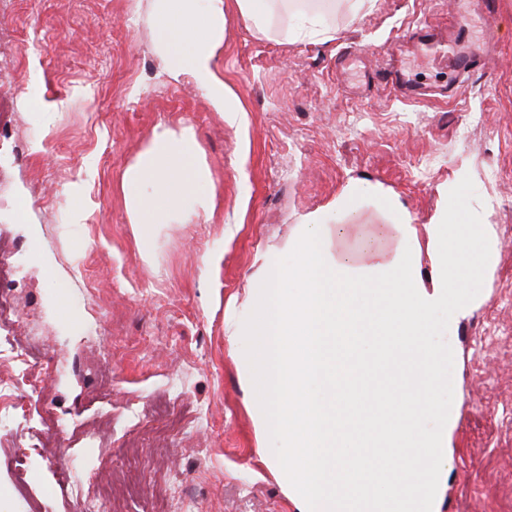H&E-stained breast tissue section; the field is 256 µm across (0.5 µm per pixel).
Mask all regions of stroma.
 <instances>
[{
    "mask_svg": "<svg viewBox=\"0 0 512 512\" xmlns=\"http://www.w3.org/2000/svg\"><path fill=\"white\" fill-rule=\"evenodd\" d=\"M447 16L448 0H369L358 14H337L332 39L290 43L229 15L218 69L248 115L240 133L190 77L162 71L149 0H17L0 15L1 30L40 39L15 74H0V196L11 201L0 208V237L20 268L0 345L28 341L31 369L54 364L42 392H28L11 367H0V380L65 418L0 426V512L32 503L81 512L90 499L98 512H171L184 488L180 512H297L256 452L252 390L238 369L255 346L229 342L224 319H250L249 278L269 255L288 260L295 224L352 182L379 185L409 211L418 272L430 279L422 229L462 181L491 205L498 255L478 287L484 302L448 339L455 375L439 398L458 417L434 512H512V0H500L501 48L478 23L460 41L485 63L459 95L442 98L453 76L430 46L405 53L427 92L419 99L382 82L348 89L334 67L353 46L368 69L387 68L398 37ZM43 110L52 124L41 123ZM159 126L193 127L220 194L212 223L163 227L148 263L120 179ZM23 198L31 208L22 223ZM212 255L221 258L213 273ZM59 288L74 311L67 321ZM22 448L31 465L23 488L13 478ZM62 469L70 481H57Z\"/></svg>",
    "mask_w": 512,
    "mask_h": 512,
    "instance_id": "1",
    "label": "stroma"
}]
</instances>
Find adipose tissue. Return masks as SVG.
Masks as SVG:
<instances>
[{"label":"adipose tissue","instance_id":"adipose-tissue-1","mask_svg":"<svg viewBox=\"0 0 512 512\" xmlns=\"http://www.w3.org/2000/svg\"><path fill=\"white\" fill-rule=\"evenodd\" d=\"M366 0H235L244 24L289 42H325L329 10L358 13ZM155 53L173 79L190 76L236 129L247 113L216 70L224 44V0H152ZM120 188L144 261L167 224L211 220L216 185L190 127L160 128L122 173ZM410 214L378 185L351 183L333 205L304 215L288 239L289 263L268 257L249 280L252 317L228 322L229 342L255 338L259 357L240 361V377L262 373L250 412L263 462L278 472L300 512H336V484L359 458L374 476L353 491L370 512H411L437 474L420 465L448 445L452 417L438 394L447 382L448 338L482 296L476 287L495 260L486 211L458 184L426 226L435 255L430 280L415 265ZM447 310L441 333L431 315ZM391 401L381 416L379 393ZM279 445L267 454L265 445ZM378 448L391 456L375 457Z\"/></svg>","mask_w":512,"mask_h":512}]
</instances>
